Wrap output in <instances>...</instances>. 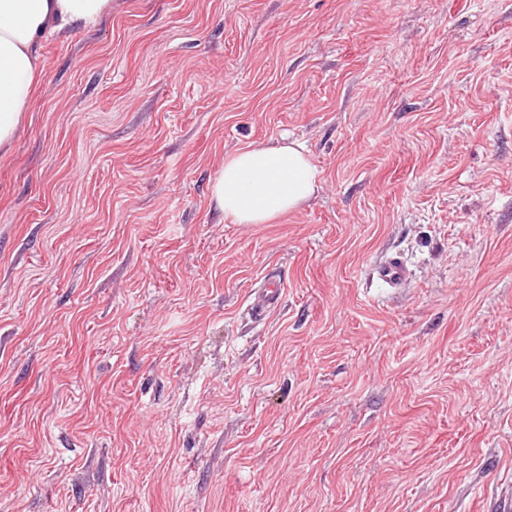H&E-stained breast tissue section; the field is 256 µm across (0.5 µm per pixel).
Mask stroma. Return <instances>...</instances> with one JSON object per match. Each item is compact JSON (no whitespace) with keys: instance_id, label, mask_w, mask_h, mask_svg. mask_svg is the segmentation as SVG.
<instances>
[{"instance_id":"1","label":"stroma","mask_w":512,"mask_h":512,"mask_svg":"<svg viewBox=\"0 0 512 512\" xmlns=\"http://www.w3.org/2000/svg\"><path fill=\"white\" fill-rule=\"evenodd\" d=\"M43 56L0 152V512H512V0H112ZM285 138L308 203L213 207ZM319 182L305 147L284 140L226 156L210 196L216 208L236 224H269L306 204L317 193ZM373 268L376 277L392 288H399L409 280V267L397 254L376 261ZM283 290L281 278L270 277L264 281L250 303L251 314L255 320L265 321L276 311L281 303Z\"/></svg>"}]
</instances>
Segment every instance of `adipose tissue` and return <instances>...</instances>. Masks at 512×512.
Listing matches in <instances>:
<instances>
[{
	"label": "adipose tissue",
	"instance_id": "1",
	"mask_svg": "<svg viewBox=\"0 0 512 512\" xmlns=\"http://www.w3.org/2000/svg\"><path fill=\"white\" fill-rule=\"evenodd\" d=\"M112 0H0V148L13 145L44 74L47 35L89 27ZM319 172L296 141L257 144L225 157L210 186L216 208L238 224H268L300 209Z\"/></svg>",
	"mask_w": 512,
	"mask_h": 512
}]
</instances>
